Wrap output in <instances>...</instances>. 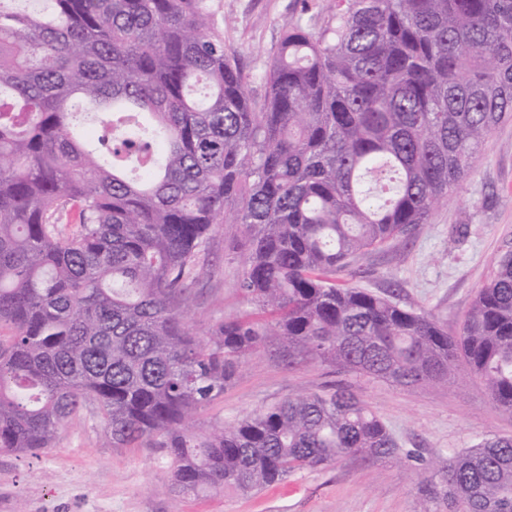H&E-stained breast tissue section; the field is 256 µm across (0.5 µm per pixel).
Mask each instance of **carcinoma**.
Here are the masks:
<instances>
[{
    "label": "carcinoma",
    "instance_id": "cac0c4a2",
    "mask_svg": "<svg viewBox=\"0 0 512 512\" xmlns=\"http://www.w3.org/2000/svg\"><path fill=\"white\" fill-rule=\"evenodd\" d=\"M0 0V452L53 447L83 404L112 446L152 438L175 496L243 494L297 469L402 451L349 392L232 425L192 413L270 337L395 385L464 364L512 416V248L453 332L422 308L336 285L424 224L512 118V0H337L244 75L210 0ZM237 224L253 310L203 338L199 255ZM425 502L512 512V437L448 457Z\"/></svg>",
    "mask_w": 512,
    "mask_h": 512
}]
</instances>
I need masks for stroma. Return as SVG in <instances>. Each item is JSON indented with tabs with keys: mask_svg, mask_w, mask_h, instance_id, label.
<instances>
[{
	"mask_svg": "<svg viewBox=\"0 0 512 512\" xmlns=\"http://www.w3.org/2000/svg\"><path fill=\"white\" fill-rule=\"evenodd\" d=\"M224 39L257 81L283 29L309 16L327 20L330 0H215ZM236 224L212 234L192 288L196 334L247 308L235 289L240 256ZM512 246V120L484 140L473 173L427 223L353 262L336 279L375 293L395 290L456 330L500 253ZM462 386H393L302 355L278 343L255 350L224 392L195 414L199 427L233 423L283 400L351 391L386 423L399 455L368 464L358 458L292 473L257 493L171 495L169 460L153 441L112 447L94 404L62 428L38 456L0 453V512H422L423 484L440 481L449 455L491 435L512 436V417L493 404L479 380L457 372ZM414 458H406V450Z\"/></svg>",
	"mask_w": 512,
	"mask_h": 512,
	"instance_id": "stroma-1",
	"label": "stroma"
}]
</instances>
